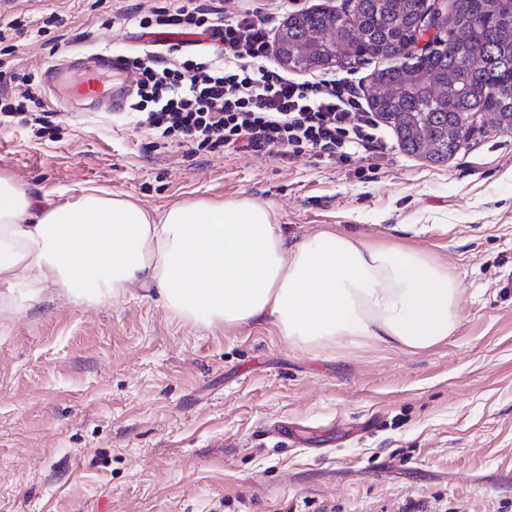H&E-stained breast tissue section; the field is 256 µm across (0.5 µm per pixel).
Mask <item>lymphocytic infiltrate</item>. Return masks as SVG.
<instances>
[{"label":"lymphocytic infiltrate","mask_w":512,"mask_h":512,"mask_svg":"<svg viewBox=\"0 0 512 512\" xmlns=\"http://www.w3.org/2000/svg\"><path fill=\"white\" fill-rule=\"evenodd\" d=\"M264 5L226 12L221 0H167L140 15L146 33L205 34L196 53L184 44L144 46L127 58L136 97L128 120L154 131L159 146L174 143L205 152L266 151L294 160L311 154L333 163L356 161L375 148L376 121L356 88L330 77L296 81L269 65L270 28ZM0 115L53 130L51 114L31 91L32 77Z\"/></svg>","instance_id":"lymphocytic-infiltrate-1"}]
</instances>
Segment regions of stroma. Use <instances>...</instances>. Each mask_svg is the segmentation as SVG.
<instances>
[{"instance_id": "stroma-1", "label": "stroma", "mask_w": 512, "mask_h": 512, "mask_svg": "<svg viewBox=\"0 0 512 512\" xmlns=\"http://www.w3.org/2000/svg\"><path fill=\"white\" fill-rule=\"evenodd\" d=\"M150 0H0L7 73L131 54ZM349 165L154 147L72 109L54 137L0 125V171L60 202L84 188L148 209L238 194L289 242L329 224L421 248L459 283V325L420 352L301 349L271 323L206 328L142 289L103 305L48 291L0 310V512H512V131L406 152L388 121Z\"/></svg>"}]
</instances>
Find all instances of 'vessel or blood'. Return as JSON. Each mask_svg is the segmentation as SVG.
I'll return each instance as SVG.
<instances>
[{
    "label": "vessel or blood",
    "mask_w": 512,
    "mask_h": 512,
    "mask_svg": "<svg viewBox=\"0 0 512 512\" xmlns=\"http://www.w3.org/2000/svg\"><path fill=\"white\" fill-rule=\"evenodd\" d=\"M40 83L60 97L88 100L109 112L124 111L129 95L122 59L109 53L74 55L67 66L44 67Z\"/></svg>",
    "instance_id": "obj_1"
}]
</instances>
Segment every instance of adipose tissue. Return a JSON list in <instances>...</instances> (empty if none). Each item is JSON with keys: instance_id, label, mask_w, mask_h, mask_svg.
<instances>
[{"instance_id": "obj_1", "label": "adipose tissue", "mask_w": 512, "mask_h": 512, "mask_svg": "<svg viewBox=\"0 0 512 512\" xmlns=\"http://www.w3.org/2000/svg\"><path fill=\"white\" fill-rule=\"evenodd\" d=\"M0 285L49 286L94 304L131 286L206 327L271 320L300 348L341 343L422 351L458 326L460 291L428 254L331 228L289 242L274 206L238 195L148 210L97 188L57 203L0 172Z\"/></svg>"}]
</instances>
